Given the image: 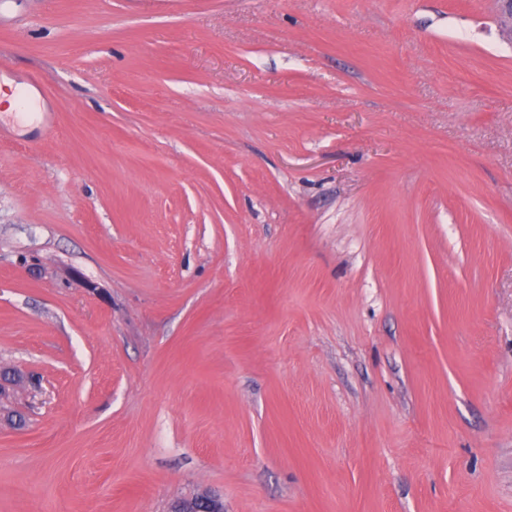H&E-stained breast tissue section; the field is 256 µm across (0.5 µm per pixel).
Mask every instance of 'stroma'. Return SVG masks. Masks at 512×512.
I'll return each mask as SVG.
<instances>
[{
    "label": "stroma",
    "instance_id": "obj_1",
    "mask_svg": "<svg viewBox=\"0 0 512 512\" xmlns=\"http://www.w3.org/2000/svg\"><path fill=\"white\" fill-rule=\"evenodd\" d=\"M0 512H512L495 0H0ZM200 496L203 498L197 503L193 502L196 497L187 503H178L173 512H224V504L219 497L207 492Z\"/></svg>",
    "mask_w": 512,
    "mask_h": 512
}]
</instances>
